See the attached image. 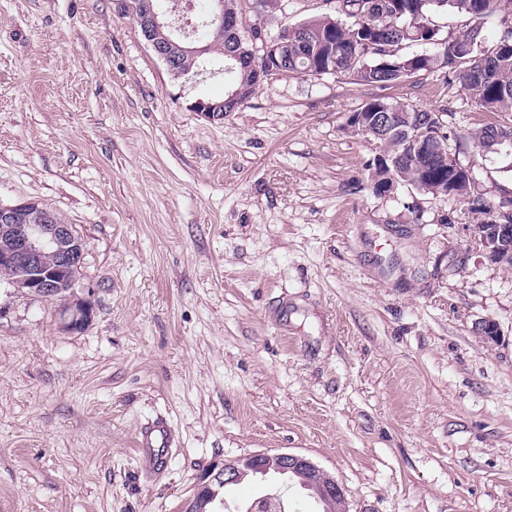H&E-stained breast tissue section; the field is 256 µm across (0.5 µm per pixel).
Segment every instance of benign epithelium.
<instances>
[{"label": "benign epithelium", "mask_w": 512, "mask_h": 512, "mask_svg": "<svg viewBox=\"0 0 512 512\" xmlns=\"http://www.w3.org/2000/svg\"><path fill=\"white\" fill-rule=\"evenodd\" d=\"M167 13L168 9L156 0H145L138 26L155 55L169 71L175 72L177 64L172 50L177 47L182 32L158 37V33L168 27ZM241 24L242 16L225 11L224 0H212L207 26L222 32L226 28H238ZM260 39L265 53L278 57L277 65L262 63L261 56L255 51L249 54L240 47L226 51L229 58L251 69L258 83L270 76L285 75L283 63L286 58L282 56V48L288 44V29L280 30L272 39L264 35ZM239 106V94L234 92L218 102L198 99L191 104V109L211 121H221L224 113L232 112ZM510 238L512 223L498 220L489 235H476L474 241L489 256L498 242ZM85 255V241L74 226L54 219L37 203L0 204V280L28 294L58 303L61 327L70 333L84 331L92 322L95 312V303L91 298H78L71 293L84 265ZM271 472L281 476L294 474L300 484L324 505V512L335 510L336 495L341 492V487L310 459L288 453L273 456L258 453L226 460L200 474L192 497L185 503L184 512H192L194 501L207 495L217 480L227 485L240 481L250 473L265 476Z\"/></svg>", "instance_id": "7a95c632"}]
</instances>
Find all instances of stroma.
<instances>
[{
	"label": "stroma",
	"instance_id": "1",
	"mask_svg": "<svg viewBox=\"0 0 512 512\" xmlns=\"http://www.w3.org/2000/svg\"><path fill=\"white\" fill-rule=\"evenodd\" d=\"M265 36L337 0H283ZM233 74L176 80L125 0H0V203H38L87 246L96 314L0 283V512H182L224 459L294 453L346 512H512V266L473 243L454 197L374 192L367 101L445 111L450 156L492 202L502 159L463 136L482 111L435 68L389 85L274 76L223 120L193 112ZM500 327L497 341L475 330ZM164 420L166 469L140 429ZM322 512L298 479L247 475Z\"/></svg>",
	"mask_w": 512,
	"mask_h": 512
}]
</instances>
